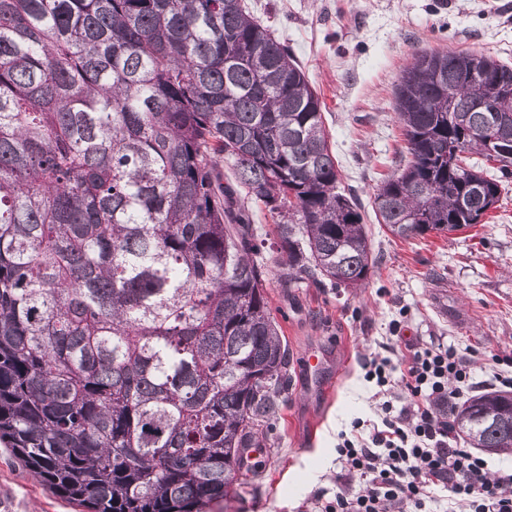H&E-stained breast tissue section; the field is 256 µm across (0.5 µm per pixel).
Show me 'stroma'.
<instances>
[{"label":"stroma","instance_id":"obj_1","mask_svg":"<svg viewBox=\"0 0 512 512\" xmlns=\"http://www.w3.org/2000/svg\"><path fill=\"white\" fill-rule=\"evenodd\" d=\"M288 43L315 87L339 164L378 263L357 290L270 283V307L288 342L290 382L252 487L227 512H302L335 489L336 443L354 419H372L375 392L361 364L400 309L404 335L441 337L475 357L512 356V187L485 223L402 240L378 224L376 188L401 163L394 110L414 50L477 51L512 62V0H250ZM317 352L323 369L304 366ZM0 512H77L0 444Z\"/></svg>","mask_w":512,"mask_h":512}]
</instances>
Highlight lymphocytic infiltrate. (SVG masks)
I'll return each mask as SVG.
<instances>
[{
	"label": "lymphocytic infiltrate",
	"mask_w": 512,
	"mask_h": 512,
	"mask_svg": "<svg viewBox=\"0 0 512 512\" xmlns=\"http://www.w3.org/2000/svg\"><path fill=\"white\" fill-rule=\"evenodd\" d=\"M389 324L383 351L365 357L377 418L357 422L336 446V489L311 512H512V467L460 447L453 412L477 383L473 361L444 341L421 344Z\"/></svg>",
	"instance_id": "1"
}]
</instances>
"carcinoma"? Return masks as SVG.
<instances>
[{
  "instance_id": "cac0c4a2",
  "label": "carcinoma",
  "mask_w": 512,
  "mask_h": 512,
  "mask_svg": "<svg viewBox=\"0 0 512 512\" xmlns=\"http://www.w3.org/2000/svg\"><path fill=\"white\" fill-rule=\"evenodd\" d=\"M395 112L407 160L378 223H481L512 178V64L417 52ZM338 181L315 88L245 0H0V441L81 512L242 498L289 381L265 254L282 288L377 264ZM454 429L511 453L512 393Z\"/></svg>"
}]
</instances>
